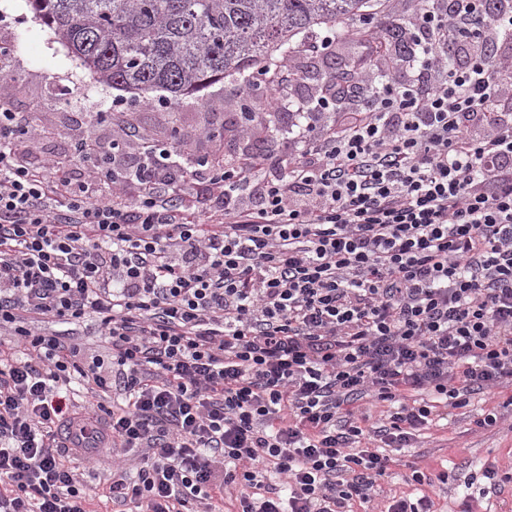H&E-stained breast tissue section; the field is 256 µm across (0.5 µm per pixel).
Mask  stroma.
<instances>
[{
    "mask_svg": "<svg viewBox=\"0 0 512 512\" xmlns=\"http://www.w3.org/2000/svg\"><path fill=\"white\" fill-rule=\"evenodd\" d=\"M323 40L328 41L329 47L322 55L313 58L302 52L303 44ZM0 41L9 43L13 50L5 75L13 109L30 113L32 128L52 129V138L44 143L47 152L67 153L73 140L88 132L111 138V126L88 122L91 113L110 106L120 112L132 111L145 134L163 141L167 126L158 109L151 106L158 99V92L148 93V106L135 109L129 93L94 83L80 60L35 17L27 0H0ZM296 41L299 49L290 55L288 66L305 71L307 77L293 85L290 93L294 103L304 105L310 112L315 109L323 78L337 64L347 65L358 81L385 65L384 58L374 55L367 44L347 35L337 36L335 28L326 25L298 35ZM233 87L232 79L224 78L200 95L170 102L169 109L179 113L181 130L194 134L203 113H213V121L218 124L225 114L237 111ZM295 121V116L288 113L259 112L243 136H225L224 152L234 156L262 152L268 157L266 175L284 176L285 159L299 152L290 132ZM30 328L36 334H70L90 354H108L95 319L73 326L40 316L32 320ZM511 394L512 385L499 394L474 395L467 407L449 410L419 431L411 447L391 451L392 461L375 488L369 512H381L390 497L411 493L405 478L413 466L428 474L447 471V483L437 482L425 489L435 502L436 512H465L469 507L474 512H512V483L506 484L500 495H487L483 492L487 482L482 476L484 467L490 464L500 472L512 473V410H503L495 426L482 429L476 425L485 410Z\"/></svg>",
    "mask_w": 512,
    "mask_h": 512,
    "instance_id": "35a3bbf8",
    "label": "stroma"
}]
</instances>
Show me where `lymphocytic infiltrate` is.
Wrapping results in <instances>:
<instances>
[{
    "label": "lymphocytic infiltrate",
    "mask_w": 512,
    "mask_h": 512,
    "mask_svg": "<svg viewBox=\"0 0 512 512\" xmlns=\"http://www.w3.org/2000/svg\"><path fill=\"white\" fill-rule=\"evenodd\" d=\"M509 33L512 0H428L410 32L426 88L356 90L342 122L298 125L286 176L258 154L250 183L132 123L46 156L1 91L0 512H89L55 437L75 378L122 397L87 417L98 454L144 449L108 488L139 512L218 508L233 485V512H349L386 473L374 440L407 447L433 416L411 393L459 409L512 380V61H491ZM32 315L95 316L109 359L82 362ZM366 398L386 424L368 427Z\"/></svg>",
    "instance_id": "f902f5d3"
}]
</instances>
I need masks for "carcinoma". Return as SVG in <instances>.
Instances as JSON below:
<instances>
[{
  "label": "carcinoma",
  "mask_w": 512,
  "mask_h": 512,
  "mask_svg": "<svg viewBox=\"0 0 512 512\" xmlns=\"http://www.w3.org/2000/svg\"><path fill=\"white\" fill-rule=\"evenodd\" d=\"M379 0H28L92 79L134 95L179 97L237 76L242 99L261 72L278 75L274 52L322 24L372 16Z\"/></svg>",
  "instance_id": "cac0c4a2"
}]
</instances>
